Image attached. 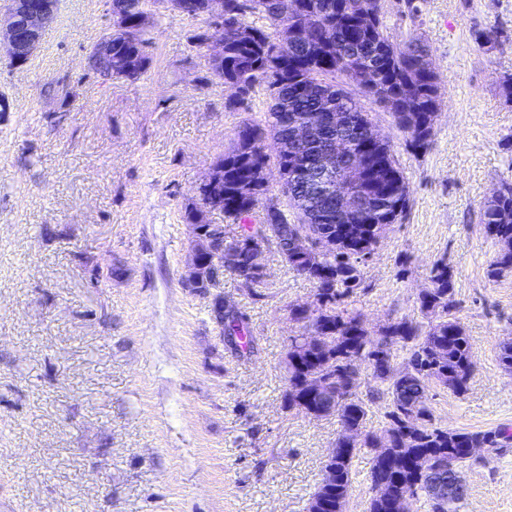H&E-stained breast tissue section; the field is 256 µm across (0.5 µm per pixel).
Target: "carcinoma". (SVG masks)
I'll use <instances>...</instances> for the list:
<instances>
[{"instance_id": "carcinoma-1", "label": "carcinoma", "mask_w": 512, "mask_h": 512, "mask_svg": "<svg viewBox=\"0 0 512 512\" xmlns=\"http://www.w3.org/2000/svg\"><path fill=\"white\" fill-rule=\"evenodd\" d=\"M294 5L296 13L316 18L315 30L323 42L318 47L276 43L281 6ZM125 15L130 20L149 17L165 8L175 11L177 0H123ZM247 0H224V28L236 35L224 40V69L219 75L239 88V96L229 99L232 105L248 104L256 86L269 90L270 104L265 125L244 122L240 125L233 147L218 160L214 179L224 192L220 210L224 217L238 225L231 239L224 241V270L232 273L244 291L254 300L264 298L257 290L263 281L262 265L257 260L262 247L275 243L292 271L305 272L315 286V310L291 311L304 327L314 329L318 340L313 344L301 337L288 338L285 355L288 408L314 419L335 417L339 423L351 425L356 441L336 442V456L328 464L332 476L327 485H318L313 498L319 512H347L352 486V460L363 448H377L386 441V455H374L370 468V489L378 482L385 490L372 493L367 512H400L398 495L412 489L424 498L429 512H457L463 496L442 502L428 496L426 479L416 469L422 454L442 462L459 455L466 448H502L512 442V430L503 427L486 431L461 432L435 424L430 402L433 388L444 380L450 390L461 394L467 390L473 371L472 345L453 315V298L448 264L435 262L430 270L429 286L421 291V318L404 316L378 332L371 333L363 315L347 307L346 299L363 287L362 265L386 236L388 225L405 218L409 190L387 143H373L368 154L380 165L383 186L389 192L379 197L374 221V240L365 247L340 244L329 258L312 249L296 245L308 221L297 187L286 193L296 210L298 223L288 222L274 204L265 208L260 223L250 221L252 212L266 195L265 182L251 180V171L269 162L282 168L293 162L294 124L317 125L324 112L336 111V101L349 98L336 77L359 86L391 112L398 127L408 135L409 146L424 149L434 131L437 112L435 92L439 85L436 74L420 81L419 88L406 94L402 83L407 75L427 57L426 50L414 40L403 44L385 35L379 14L380 0H364L365 8L374 13L367 19L342 15L337 0H255L256 7L244 11ZM260 14L270 21V29L249 22ZM152 43L149 30L142 31L140 42L128 39L118 29L112 33V78L127 80L129 75L121 63L138 58L142 76L150 58L142 54V46ZM345 120L353 123L358 133L352 140L359 146L367 139L368 115L358 103L344 111ZM271 140L267 152L265 140ZM351 219L331 212L329 219L319 222V235L336 234ZM480 223L487 237L501 245L491 261L488 276L500 278L512 273V183L504 181L497 194L488 199L480 213ZM224 320L225 334L239 340L242 352L252 347V336L246 314L231 311L215 313ZM403 351L402 366L395 367L398 351ZM370 368L377 384L369 397L358 396L360 373L357 367ZM319 378L329 383L331 391L323 395L311 391L310 381ZM385 401V422L381 434L362 432L370 412V404Z\"/></svg>"}]
</instances>
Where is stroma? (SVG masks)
<instances>
[{
    "label": "stroma",
    "instance_id": "stroma-1",
    "mask_svg": "<svg viewBox=\"0 0 512 512\" xmlns=\"http://www.w3.org/2000/svg\"><path fill=\"white\" fill-rule=\"evenodd\" d=\"M380 6L391 41L427 49L441 110L416 152L389 112L347 87L409 187L405 218L347 304L372 331L414 315L445 260L474 369L466 392L436 389L435 421L512 427V372L497 358L512 337V274L488 277L499 246L479 222L512 181V0H424L413 17L398 0ZM109 26L104 0H60L37 56L0 61V512H306L340 433L284 399V345L304 331L288 308L313 301V283L271 244L264 299L225 274L224 303L254 338L247 357L182 283L198 188L239 126L264 122L269 93L228 106L191 42L203 20L164 10L139 80L88 75ZM491 27L497 42L478 45ZM462 477L459 512H512V447Z\"/></svg>",
    "mask_w": 512,
    "mask_h": 512
}]
</instances>
